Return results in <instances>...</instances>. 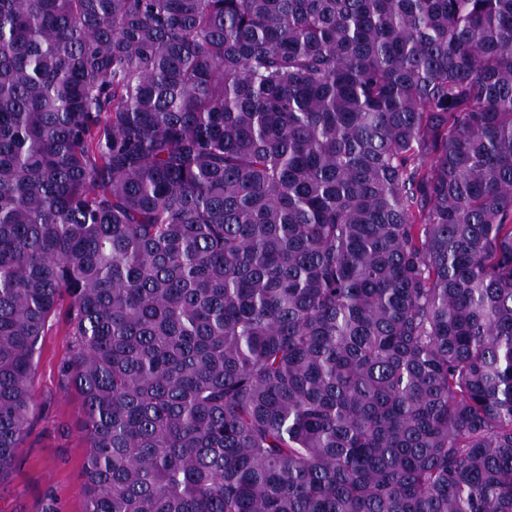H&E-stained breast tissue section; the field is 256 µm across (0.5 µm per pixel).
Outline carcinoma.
<instances>
[{
  "instance_id": "obj_1",
  "label": "carcinoma",
  "mask_w": 512,
  "mask_h": 512,
  "mask_svg": "<svg viewBox=\"0 0 512 512\" xmlns=\"http://www.w3.org/2000/svg\"><path fill=\"white\" fill-rule=\"evenodd\" d=\"M58 322L84 512H512V0H0V482Z\"/></svg>"
}]
</instances>
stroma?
Listing matches in <instances>:
<instances>
[{
  "label": "stroma",
  "mask_w": 512,
  "mask_h": 512,
  "mask_svg": "<svg viewBox=\"0 0 512 512\" xmlns=\"http://www.w3.org/2000/svg\"><path fill=\"white\" fill-rule=\"evenodd\" d=\"M64 327L45 336L35 372L38 411L17 452L11 476L0 483V512H83L86 439L76 397L60 389L57 368L67 356Z\"/></svg>",
  "instance_id": "35a3bbf8"
}]
</instances>
